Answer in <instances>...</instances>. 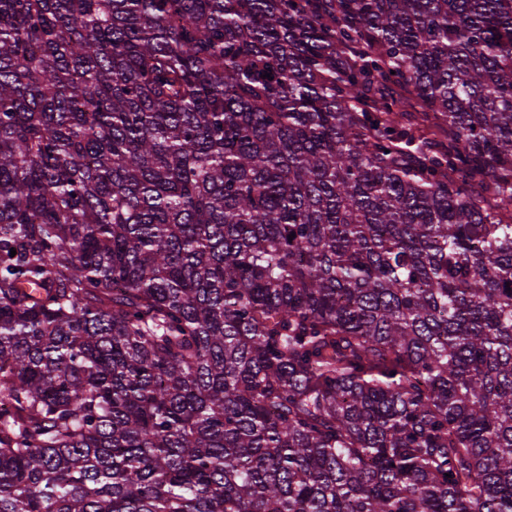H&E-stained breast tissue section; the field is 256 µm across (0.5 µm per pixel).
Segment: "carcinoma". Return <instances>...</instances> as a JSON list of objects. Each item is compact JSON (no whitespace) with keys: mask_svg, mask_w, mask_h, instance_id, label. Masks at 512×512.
Segmentation results:
<instances>
[{"mask_svg":"<svg viewBox=\"0 0 512 512\" xmlns=\"http://www.w3.org/2000/svg\"><path fill=\"white\" fill-rule=\"evenodd\" d=\"M0 402V512H512V0H0Z\"/></svg>","mask_w":512,"mask_h":512,"instance_id":"cac0c4a2","label":"carcinoma"}]
</instances>
